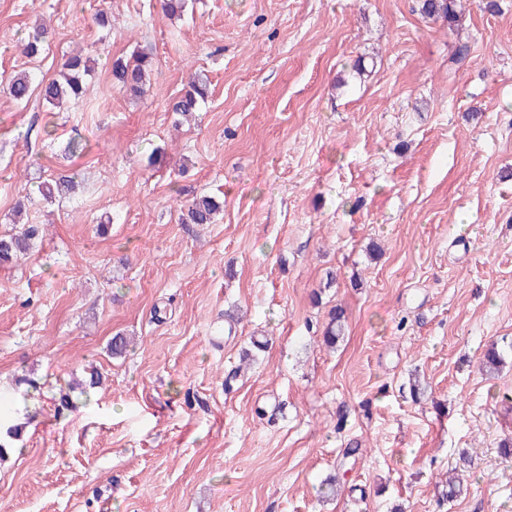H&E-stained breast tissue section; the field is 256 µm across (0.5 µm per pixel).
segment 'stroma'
Instances as JSON below:
<instances>
[{"instance_id": "35a3bbf8", "label": "stroma", "mask_w": 512, "mask_h": 512, "mask_svg": "<svg viewBox=\"0 0 512 512\" xmlns=\"http://www.w3.org/2000/svg\"><path fill=\"white\" fill-rule=\"evenodd\" d=\"M484 3L461 0L453 33L417 0H193L180 20L0 0V83L97 60L75 105L0 91V234L26 193L39 227L0 266V413L21 428L0 512H512V0ZM37 19L52 37L28 57ZM137 51L138 100L109 69ZM192 71L210 94L182 123ZM60 175L75 197L45 202ZM200 193L217 223H179ZM92 365V402L58 413ZM78 186L74 177L64 176L56 180L44 181L38 186V192L47 203L62 199L73 194Z\"/></svg>"}]
</instances>
